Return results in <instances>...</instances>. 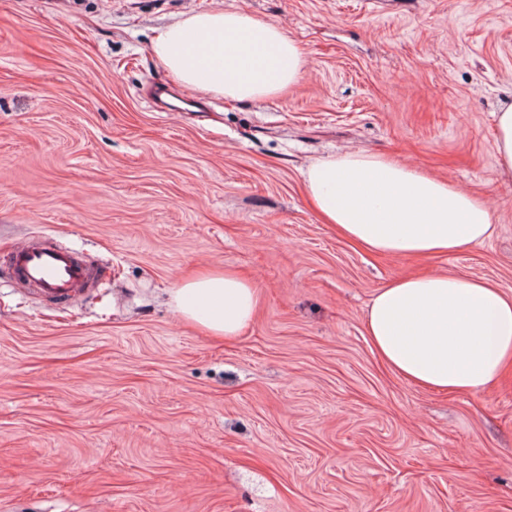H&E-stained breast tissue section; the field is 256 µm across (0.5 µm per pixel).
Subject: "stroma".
I'll list each match as a JSON object with an SVG mask.
<instances>
[{
    "mask_svg": "<svg viewBox=\"0 0 512 512\" xmlns=\"http://www.w3.org/2000/svg\"><path fill=\"white\" fill-rule=\"evenodd\" d=\"M229 6L282 26L302 78L155 110V36ZM511 102L512 0H0V262L42 234L100 273L58 306L0 269V512H512V369L434 392L363 334L403 275L512 295ZM356 150L494 200L491 237L434 257L340 238L301 173ZM224 265L261 295L232 340L167 297ZM495 145L500 168L512 172V104L496 112Z\"/></svg>",
    "mask_w": 512,
    "mask_h": 512,
    "instance_id": "obj_1",
    "label": "stroma"
}]
</instances>
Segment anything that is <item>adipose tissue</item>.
<instances>
[{
	"label": "adipose tissue",
	"mask_w": 512,
	"mask_h": 512,
	"mask_svg": "<svg viewBox=\"0 0 512 512\" xmlns=\"http://www.w3.org/2000/svg\"><path fill=\"white\" fill-rule=\"evenodd\" d=\"M152 52L177 85L239 101L280 94L306 66L281 26L231 7L163 27ZM303 177L323 221L369 252L448 254L492 233L493 211L483 199L382 155L320 158ZM259 300L255 282L228 267L188 277L169 291L180 321L227 339L252 322ZM365 334L381 362L405 381L476 392L512 364V296L463 276L401 277L373 298Z\"/></svg>",
	"instance_id": "obj_1"
}]
</instances>
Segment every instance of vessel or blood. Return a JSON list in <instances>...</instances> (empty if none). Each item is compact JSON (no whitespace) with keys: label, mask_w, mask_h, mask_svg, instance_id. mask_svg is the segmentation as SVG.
Segmentation results:
<instances>
[{"label":"vessel or blood","mask_w":512,"mask_h":512,"mask_svg":"<svg viewBox=\"0 0 512 512\" xmlns=\"http://www.w3.org/2000/svg\"><path fill=\"white\" fill-rule=\"evenodd\" d=\"M11 280L32 294L55 304H69L90 292L98 271L76 250L46 235H32L16 243L7 256Z\"/></svg>","instance_id":"1"}]
</instances>
